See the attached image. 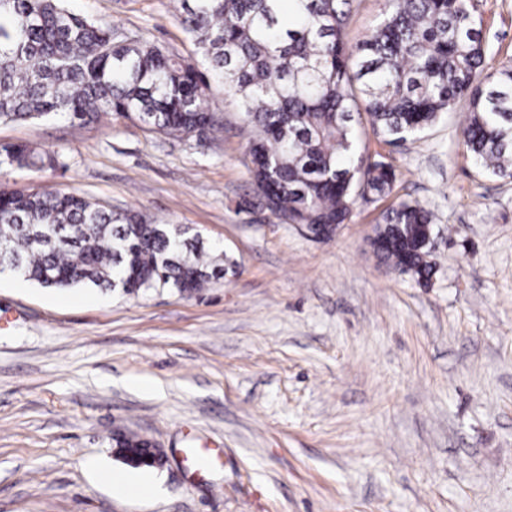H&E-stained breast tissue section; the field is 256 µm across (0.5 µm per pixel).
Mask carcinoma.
<instances>
[{"instance_id":"cac0c4a2","label":"carcinoma","mask_w":512,"mask_h":512,"mask_svg":"<svg viewBox=\"0 0 512 512\" xmlns=\"http://www.w3.org/2000/svg\"><path fill=\"white\" fill-rule=\"evenodd\" d=\"M350 0H179L183 28L206 68L147 40L112 39V25L71 13L64 0H0V119L86 123L102 113L191 137L217 125L211 84L224 85L244 115L254 193L273 190L272 212L332 234L357 197L389 194L393 166L360 147L356 124L391 144L424 134L460 102V145L480 171L512 178V67L479 80L485 63L471 0H386L384 18L354 46ZM0 163L40 171L58 160L26 146L0 149ZM19 275L45 288H156L193 294L234 262L177 224H156L77 190L0 189ZM429 210L388 207L372 246L401 274L427 284L436 273ZM142 458L150 440L112 436Z\"/></svg>"}]
</instances>
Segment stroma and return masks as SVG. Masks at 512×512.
Masks as SVG:
<instances>
[{
  "label": "stroma",
  "instance_id": "35a3bbf8",
  "mask_svg": "<svg viewBox=\"0 0 512 512\" xmlns=\"http://www.w3.org/2000/svg\"><path fill=\"white\" fill-rule=\"evenodd\" d=\"M486 69L512 65V0H473ZM186 63L172 0H67ZM217 130L174 138L110 114L0 121V146L57 153L56 171L0 164V186L77 189L226 252L235 271L192 296L41 287L0 275V512H512V178L463 152L465 105L392 145L390 195L358 200L328 241L255 197L243 116L211 89ZM434 215L429 284L370 240L382 210ZM157 441L132 468L113 431ZM186 448H217L194 472ZM151 483L146 497L103 482Z\"/></svg>",
  "mask_w": 512,
  "mask_h": 512
}]
</instances>
